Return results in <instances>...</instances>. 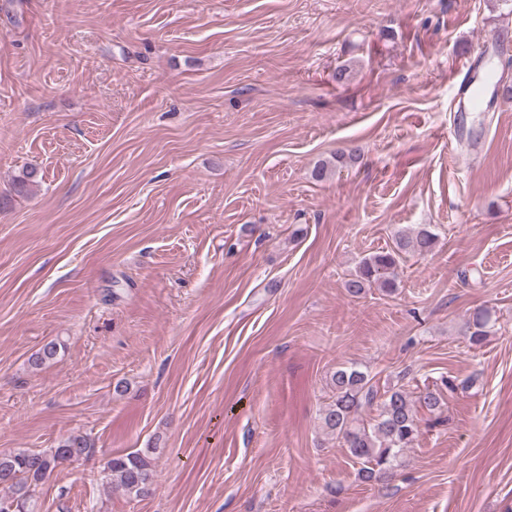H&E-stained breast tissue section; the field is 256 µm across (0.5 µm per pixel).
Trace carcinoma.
Returning <instances> with one entry per match:
<instances>
[{
  "instance_id": "cac0c4a2",
  "label": "carcinoma",
  "mask_w": 512,
  "mask_h": 512,
  "mask_svg": "<svg viewBox=\"0 0 512 512\" xmlns=\"http://www.w3.org/2000/svg\"><path fill=\"white\" fill-rule=\"evenodd\" d=\"M436 243V234L426 226L404 230L398 234L394 248L362 257L344 288L354 296L374 285L393 293L398 288L396 270L402 255L428 254ZM489 334L488 312L474 310L467 322L469 345L482 346ZM63 349L64 342L51 340L35 354L33 364L41 366L52 361ZM330 386L333 396L321 414L323 427L342 439L350 455L362 464L359 475L365 481L387 477L413 444L420 432L418 409L435 416L443 405L442 393L437 389L427 388L415 399L402 385L382 390L356 363L336 367ZM367 410L375 411L368 420L363 418ZM92 453L91 444L80 434L71 435L57 447L42 452H0V487L8 492L0 497V512H32L34 486L62 465L66 455L87 458ZM105 478L130 497H146L155 483L154 465L143 451L117 455L106 463Z\"/></svg>"
}]
</instances>
